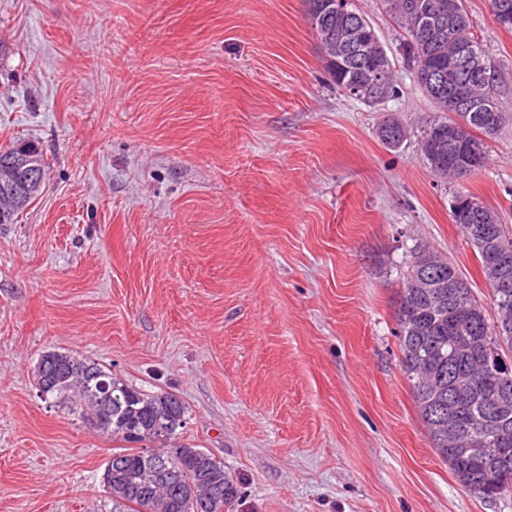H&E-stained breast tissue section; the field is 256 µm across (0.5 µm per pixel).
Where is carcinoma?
Returning a JSON list of instances; mask_svg holds the SVG:
<instances>
[{
  "label": "carcinoma",
  "mask_w": 512,
  "mask_h": 512,
  "mask_svg": "<svg viewBox=\"0 0 512 512\" xmlns=\"http://www.w3.org/2000/svg\"><path fill=\"white\" fill-rule=\"evenodd\" d=\"M386 11L404 30L403 51L416 70L417 83L441 116L428 130L441 128L433 138L422 136L420 153L430 172L440 179H454V170L465 168L469 176L485 168L488 160L486 139L496 135L509 121L495 98V79L484 82L478 73L470 75V93L488 98L496 115L493 124L485 123L477 114L460 112V125L466 128L462 140L448 137V96L433 92L435 76L448 73V54L460 45L461 51L473 48L486 51L473 31L465 0H383ZM455 14L448 16V5ZM423 10L432 21L434 34L424 39L417 25L416 12ZM362 17L355 5L344 13L316 16L310 22L319 48L336 57V43L348 27L358 29L360 63L348 56L327 73L336 87L347 90L351 84L367 80L376 67L379 42L368 20L354 24ZM478 209L452 210V218L463 232L478 258L485 278L489 257L485 250L492 238L512 247V231L498 223L495 212L475 200ZM444 275L448 287L439 288L438 277ZM496 311L489 320L486 309L476 299L469 283L452 262L432 255L426 249L413 252L411 273L406 277L397 311L399 346L402 365L418 404L421 419L439 458L452 471L459 485L474 494L493 497L512 485V440L484 460H474L459 448L448 446V435L442 425L448 416L468 425L473 418L485 416L491 396L475 397L452 389L453 381L468 370L470 357L456 350L465 339L476 341L477 347L494 348L493 357L504 362L512 353V287L492 289ZM42 399L76 416L89 427L114 440L125 443L112 456L119 465L112 473H103V488L112 503V512H227L226 505L235 499L237 487L224 472V463L206 449L178 442V429L184 426L187 408L174 393L148 390L129 384L106 366L81 359L69 351L43 353L34 370ZM150 442L148 450L138 444ZM167 457L171 476L161 484L150 477V461L157 455Z\"/></svg>",
  "instance_id": "carcinoma-1"
}]
</instances>
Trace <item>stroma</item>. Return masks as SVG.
<instances>
[{
	"instance_id": "1",
	"label": "stroma",
	"mask_w": 512,
	"mask_h": 512,
	"mask_svg": "<svg viewBox=\"0 0 512 512\" xmlns=\"http://www.w3.org/2000/svg\"><path fill=\"white\" fill-rule=\"evenodd\" d=\"M354 4L397 79L380 104L330 81L303 0H0V147L47 163L0 224V512L112 507L111 437L38 396L54 349L179 395L180 440L223 462L233 512H512L436 455L396 320L419 246L491 306L451 205L512 228V125L477 177L437 180L402 30ZM467 8L512 114V31Z\"/></svg>"
}]
</instances>
